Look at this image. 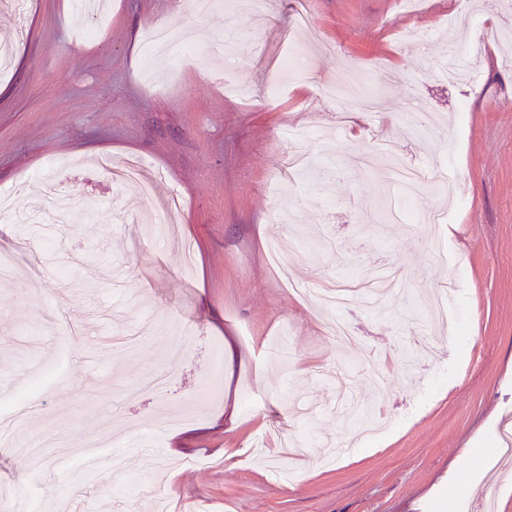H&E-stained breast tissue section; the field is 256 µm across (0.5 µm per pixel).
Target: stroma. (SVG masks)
Returning <instances> with one entry per match:
<instances>
[{"mask_svg":"<svg viewBox=\"0 0 512 512\" xmlns=\"http://www.w3.org/2000/svg\"><path fill=\"white\" fill-rule=\"evenodd\" d=\"M486 16L460 15L458 0H273L254 27L233 0L240 29L261 49L239 55L245 100L226 95L213 51L220 15L193 0H111L106 15L76 0H0V27L15 37L0 76V251L16 274L0 276V398L27 391L32 417L4 426L0 512L26 496L55 512H458L487 477L484 457L512 424V8L487 0ZM311 17L316 36L294 25ZM489 22L493 32L476 31ZM190 26L204 60L175 69L144 44L145 31ZM430 37L399 38L415 25ZM475 83L439 71L462 40ZM303 49L317 81L338 67L371 78L380 112L344 114L313 85L290 80ZM408 86L385 83V69ZM422 126L405 136L402 109ZM304 126L315 168L289 177L280 133ZM450 169L460 197L442 224L383 217L403 191L375 137ZM145 160L152 199L179 194L169 238L147 213L122 211L129 185L102 158ZM398 269L406 296L380 310L339 311L351 331L340 346L327 309L289 288L320 276L360 279L375 260ZM184 323L196 336L166 364L167 337L142 322ZM67 377L28 391L59 351ZM168 367L166 390L135 399L148 370ZM387 426L340 454L353 427L336 399V370ZM66 435L44 448L35 437ZM92 439L109 472L83 476L70 445Z\"/></svg>","mask_w":512,"mask_h":512,"instance_id":"35a3bbf8","label":"stroma"}]
</instances>
